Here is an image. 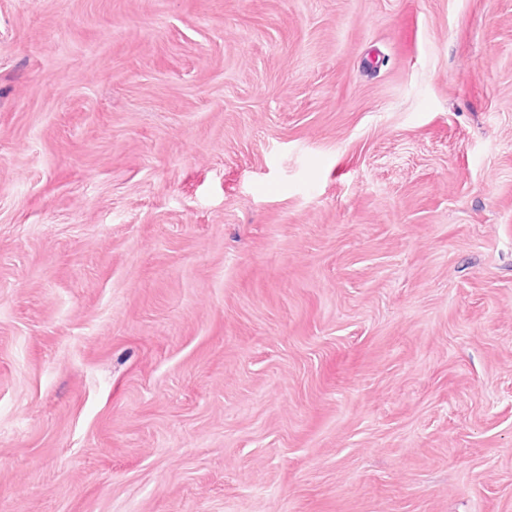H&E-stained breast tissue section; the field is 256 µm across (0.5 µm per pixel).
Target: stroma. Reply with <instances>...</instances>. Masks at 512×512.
Here are the masks:
<instances>
[{
	"label": "stroma",
	"instance_id": "1",
	"mask_svg": "<svg viewBox=\"0 0 512 512\" xmlns=\"http://www.w3.org/2000/svg\"><path fill=\"white\" fill-rule=\"evenodd\" d=\"M0 512H512V0H0Z\"/></svg>",
	"mask_w": 512,
	"mask_h": 512
}]
</instances>
